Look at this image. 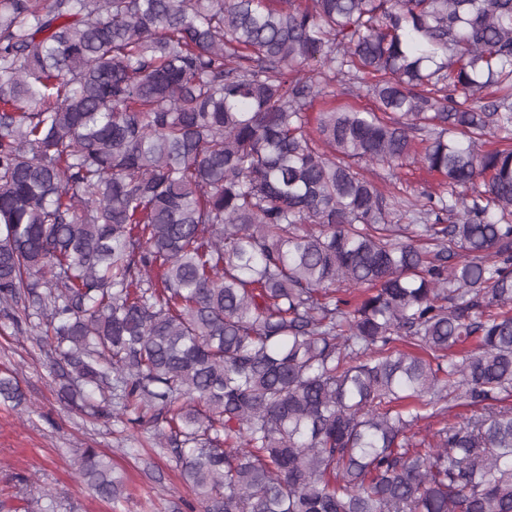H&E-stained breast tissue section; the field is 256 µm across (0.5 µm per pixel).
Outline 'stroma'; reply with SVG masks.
I'll return each mask as SVG.
<instances>
[{
    "label": "stroma",
    "instance_id": "35a3bbf8",
    "mask_svg": "<svg viewBox=\"0 0 512 512\" xmlns=\"http://www.w3.org/2000/svg\"><path fill=\"white\" fill-rule=\"evenodd\" d=\"M379 184L406 196L436 188L435 173L419 163L392 177L387 166H368ZM30 299L10 314L0 313V375H14L25 394L22 403L0 402V512H38L40 491L57 497L58 512H193L195 495L182 483L170 449L158 447L150 426L132 415L106 420L67 407L58 398L62 370L44 337L21 331ZM107 454L123 476L117 502L96 496L76 475L79 449Z\"/></svg>",
    "mask_w": 512,
    "mask_h": 512
}]
</instances>
